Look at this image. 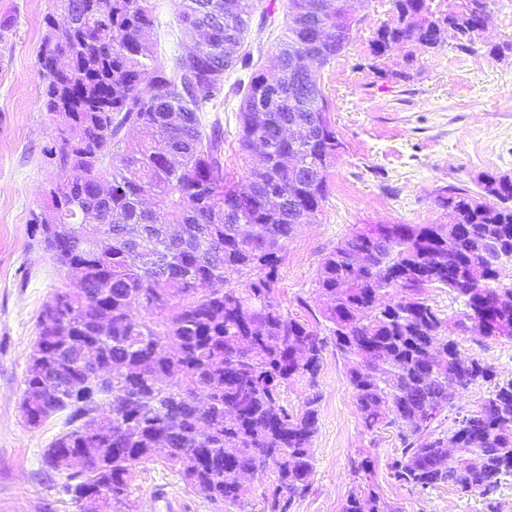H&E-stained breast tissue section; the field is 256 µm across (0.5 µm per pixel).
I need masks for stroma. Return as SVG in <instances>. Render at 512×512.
<instances>
[{"label":"stroma","mask_w":512,"mask_h":512,"mask_svg":"<svg viewBox=\"0 0 512 512\" xmlns=\"http://www.w3.org/2000/svg\"><path fill=\"white\" fill-rule=\"evenodd\" d=\"M287 11L288 0H257L247 40L253 54L270 55ZM57 12V0H0V21L9 23L0 32V512H76L64 474L42 465L62 417L33 427L20 408L38 313L72 285L29 224L53 177L43 150L55 130L42 106L37 51L45 16ZM391 16L390 0H371L353 41L321 72L342 149L326 201L288 242L275 288L282 310L310 325L320 317L318 267L355 225L447 224L449 213L434 203L439 188H472L485 173L512 175V53H493L512 42V0H495L469 49L450 33L435 54L404 43L373 57L370 42ZM239 103L226 96L218 113L205 116L221 121L224 167L237 177L249 166L237 144ZM458 348L490 365L498 380L512 379V339L464 335ZM317 388L311 490L292 512H341L357 488L373 490L386 512H512V474L487 495L445 487L418 495L390 476L400 442L393 429L365 427L334 346L323 352ZM364 460L369 473H355ZM132 490L134 512H214L159 463L141 467Z\"/></svg>","instance_id":"obj_1"}]
</instances>
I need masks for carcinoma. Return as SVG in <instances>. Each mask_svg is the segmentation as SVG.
Returning a JSON list of instances; mask_svg holds the SVG:
<instances>
[{
	"instance_id": "carcinoma-1",
	"label": "carcinoma",
	"mask_w": 512,
	"mask_h": 512,
	"mask_svg": "<svg viewBox=\"0 0 512 512\" xmlns=\"http://www.w3.org/2000/svg\"><path fill=\"white\" fill-rule=\"evenodd\" d=\"M367 2L288 0L286 32L264 62L243 49L255 0H178L192 45L169 59L150 38V0H59L64 24L45 17L37 74L46 111L64 115L45 155L81 177L51 184L32 233L81 279L40 311L21 409L33 427L63 416L42 463L55 471L61 454L84 457L63 485L77 507L96 494L93 512H132L137 467L160 457L215 512H249L241 476L272 468L267 512H290L310 490L329 340L366 427L398 432L395 480L417 493H485L500 482V460L512 456V380L456 413L453 454L434 423L453 407L448 381L465 390L494 377L461 355L448 327L512 339V283L486 260L512 250V176L487 173L479 193L435 197L459 227L451 242L446 224H364L341 240L317 271L327 337L274 294L282 252L320 211L341 148L321 69L353 40ZM391 2L394 18L371 40L376 58L402 42L439 51L444 27L466 49L482 28L471 0L431 20L427 0ZM235 71L246 72L229 87L241 96L238 148L261 150L238 179L224 169L221 122L206 130L200 117ZM129 127L137 140L124 139ZM429 288L462 300L460 318L442 317ZM82 343L97 348L92 366ZM295 377L313 392L290 411L281 389ZM484 448L475 472L469 460ZM377 502L353 491L341 512H380Z\"/></svg>"
}]
</instances>
